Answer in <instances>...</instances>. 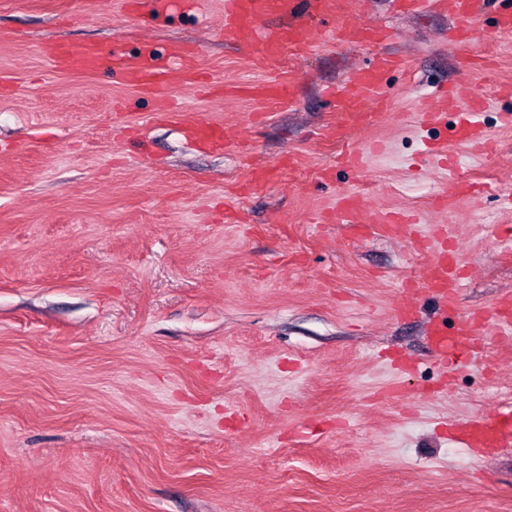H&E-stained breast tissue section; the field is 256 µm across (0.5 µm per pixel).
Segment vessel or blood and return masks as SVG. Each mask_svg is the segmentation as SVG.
Masks as SVG:
<instances>
[{"instance_id": "b4317fda", "label": "vessel or blood", "mask_w": 512, "mask_h": 512, "mask_svg": "<svg viewBox=\"0 0 512 512\" xmlns=\"http://www.w3.org/2000/svg\"><path fill=\"white\" fill-rule=\"evenodd\" d=\"M126 8L139 17L157 20L170 10L171 0H125ZM392 8L404 15L447 14L452 25L443 43L452 51L458 77L451 86L436 90L421 101L407 116L415 127L440 125L449 112L463 108L467 124L457 134L467 144L485 148L489 136L481 125L487 102L472 87L470 77L488 69L489 64L476 45L482 36L480 21L487 0H391ZM225 42L235 44L261 62L267 76L259 81L228 86L225 96L247 98L283 107L293 105L295 79L280 66L284 55H314L326 43L336 42L354 47L373 46L377 53L368 64L355 69L333 89L339 120L322 127L320 135L334 139L344 128L366 122L368 108L381 98L384 76L402 66L399 56L387 52L386 46L395 34L390 27L366 25L354 17V0H224ZM331 28H322V21ZM50 67L67 73L91 74L101 66H109L116 83L135 88L156 102L155 117L160 121H179L181 115L170 104L173 65H180L188 82L196 80L197 48L187 42L173 41L163 50L147 48L133 56L117 47L104 48L92 43H48L40 48ZM190 139L206 147L221 150L238 146L242 131L236 126L197 122L189 126ZM377 143L351 147L341 153L339 161L361 172L369 154L380 151ZM483 183H470L449 176L435 195L433 206L440 212L452 211L459 199H478L486 191ZM363 196L342 192L332 207L316 213L318 224H362L373 237L401 235L411 249L428 255L424 277L417 287L409 289L399 314H407L411 304L423 300L435 314L446 313L456 304L462 286V273L448 240L450 226L437 224L427 233L416 232V215L391 211L378 219H367ZM427 344L432 360L441 367L490 361L494 349L512 348V290L500 294L490 306L479 310L457 312L453 325L434 323L428 331ZM467 447L511 448L512 403L502 404L490 413L476 415L459 432Z\"/></svg>"}]
</instances>
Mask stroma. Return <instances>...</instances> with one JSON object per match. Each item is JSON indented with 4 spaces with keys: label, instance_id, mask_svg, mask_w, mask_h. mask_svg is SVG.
<instances>
[{
    "label": "stroma",
    "instance_id": "obj_1",
    "mask_svg": "<svg viewBox=\"0 0 512 512\" xmlns=\"http://www.w3.org/2000/svg\"><path fill=\"white\" fill-rule=\"evenodd\" d=\"M184 2L144 24L120 0H0V75L15 85L0 96V512H512V453L470 455L447 427L512 402V355L442 378L423 319L394 315L425 257L314 221L362 189L369 212L455 225L461 308L512 289L497 197L440 216L431 198L448 170L415 165L424 141L453 139L457 114L431 129L402 120L457 78L447 18L367 0L360 20L391 27L406 65L383 79L379 121L335 140L317 134L336 118L327 90L372 49L284 57L296 102L259 123V104L179 80L181 122L158 121L108 68L60 74L38 52L186 40L219 83L264 78L220 37V0L204 14ZM508 10L488 0L481 20L497 86L472 77L494 151L452 154L460 174L512 186V96L499 91L512 86V36L495 33ZM195 121L241 126L249 154L196 148ZM374 137L385 151L364 174L337 166ZM251 157L281 170L247 192Z\"/></svg>",
    "mask_w": 512,
    "mask_h": 512
}]
</instances>
